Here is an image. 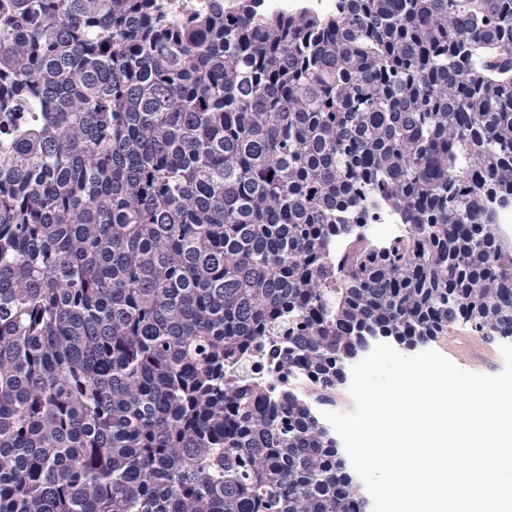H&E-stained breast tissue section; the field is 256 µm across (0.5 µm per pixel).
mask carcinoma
<instances>
[{"label": "carcinoma", "instance_id": "cac0c4a2", "mask_svg": "<svg viewBox=\"0 0 512 512\" xmlns=\"http://www.w3.org/2000/svg\"><path fill=\"white\" fill-rule=\"evenodd\" d=\"M160 2L0 0V512H364L224 365L512 337V0ZM333 0H266L265 6L270 11L295 8H310L319 11L328 9ZM360 231L368 239L387 242L400 239L405 232V226L398 224L394 216L386 214L377 224H366Z\"/></svg>", "mask_w": 512, "mask_h": 512}]
</instances>
